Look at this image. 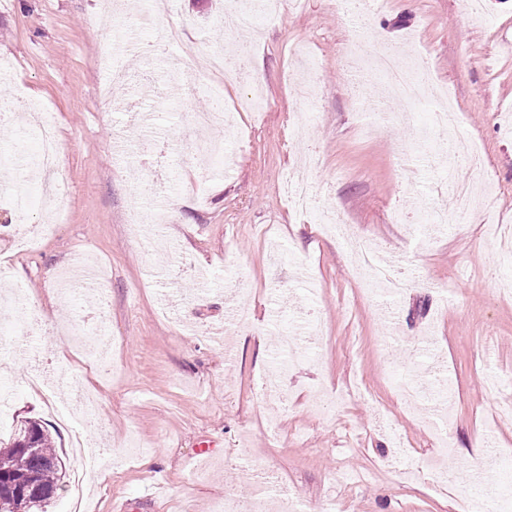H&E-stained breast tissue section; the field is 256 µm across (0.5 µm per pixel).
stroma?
<instances>
[{"label": "stroma", "mask_w": 512, "mask_h": 512, "mask_svg": "<svg viewBox=\"0 0 512 512\" xmlns=\"http://www.w3.org/2000/svg\"><path fill=\"white\" fill-rule=\"evenodd\" d=\"M170 20L203 47L242 41L227 0H169ZM386 0L364 29L353 12L328 0L265 23L252 38L251 68L268 102L256 113L234 111L223 134L228 170L212 166L198 180L181 157L183 128L208 99L169 90L163 60L123 57L137 99L153 104L150 120L107 109L95 96L102 53L121 22L93 24L105 0H0V59L15 65L0 97L23 93L55 113L61 133L63 215L37 249L18 243V217L7 205L17 188L34 189L27 155L0 176V290L23 288L43 332L0 334V361L10 365L15 397L0 433L34 420L54 440L64 473L77 461L74 433H83L97 463L86 476V512H215L224 496L253 512L263 501L241 463L277 472L303 512H512V419L496 416L512 398V266L478 220L448 217L432 228L398 224L435 186L468 180L491 187L493 223L512 225V0ZM360 35L374 50L395 47L406 59L427 54L435 87L453 96V134L478 141L484 165L449 157L441 139L425 142L431 101L403 123L379 122L386 108L380 77L352 63L342 48ZM304 47L316 63L319 96L305 108L294 83L293 55ZM124 132L127 155H112ZM169 138L167 182H147L134 149L142 139ZM297 170L316 184L317 211L338 214L370 239L406 288L370 292L345 240L324 234L316 213L287 206L283 179ZM141 193L165 203L173 222L160 233L170 250L143 243L129 202ZM488 221V222H489ZM91 255L108 270L105 297L79 286L61 293L55 281L77 258ZM238 301L249 328H225L224 309ZM114 337L112 372L98 374L88 353L66 341L70 326ZM303 335L283 397L260 400L256 383L279 368V337ZM69 375L77 388L55 399L94 394L92 418L63 424L27 383L32 367ZM415 382L421 410L400 399ZM367 398L348 395L353 383ZM346 391L334 414L312 410L318 392ZM463 458L497 452L480 482L449 469L454 491L435 492L430 471L441 461L439 432ZM211 444V454L199 452Z\"/></svg>", "instance_id": "1"}]
</instances>
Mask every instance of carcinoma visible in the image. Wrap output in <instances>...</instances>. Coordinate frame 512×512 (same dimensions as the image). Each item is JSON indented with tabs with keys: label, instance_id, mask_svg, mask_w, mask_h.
<instances>
[{
	"label": "carcinoma",
	"instance_id": "cac0c4a2",
	"mask_svg": "<svg viewBox=\"0 0 512 512\" xmlns=\"http://www.w3.org/2000/svg\"><path fill=\"white\" fill-rule=\"evenodd\" d=\"M62 464L52 438L29 421L0 440V512H39L59 489Z\"/></svg>",
	"mask_w": 512,
	"mask_h": 512
}]
</instances>
